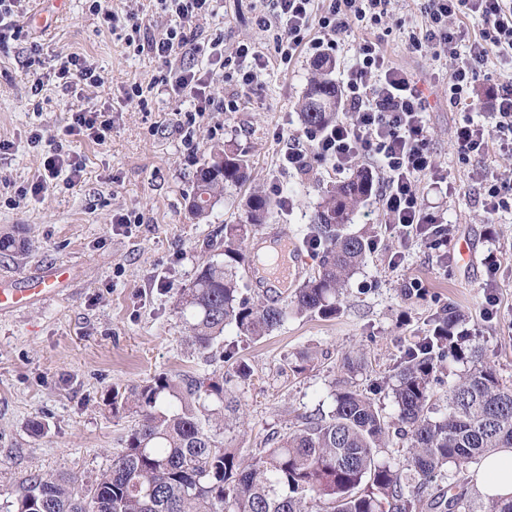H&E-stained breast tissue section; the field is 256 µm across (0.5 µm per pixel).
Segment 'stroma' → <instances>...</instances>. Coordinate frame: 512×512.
Here are the masks:
<instances>
[{
  "label": "stroma",
  "mask_w": 512,
  "mask_h": 512,
  "mask_svg": "<svg viewBox=\"0 0 512 512\" xmlns=\"http://www.w3.org/2000/svg\"><path fill=\"white\" fill-rule=\"evenodd\" d=\"M270 0H217L201 31L224 36V51L239 43L260 50L267 67L249 88L219 77L215 94L235 101L234 110L194 118V107L163 89L147 103L131 99L133 83L157 74L154 59L134 54L86 0H31L19 21L22 36L0 54V179L27 185L41 169V156L27 139L34 129L61 135L74 109L112 113L105 143L84 139L75 150L84 170L74 187L57 189L20 204L0 197V229L19 230L23 251L0 253V289L15 278L56 266L68 282L54 298L14 312H0V489L32 473L74 474L92 482L120 450L131 417L113 414L111 390L129 389L156 375L224 379L238 400L236 423L224 432L243 458L257 455L266 439L293 430L299 416L324 414L334 406L345 356L360 355L354 378L388 419H396L392 396L400 356L430 333L435 315L459 311L475 333L500 379L512 384V212L487 223L476 174L512 171V152L491 141L483 157L460 160L452 143L462 119L448 100V57L410 52L409 31L424 27V0H392L386 20L371 29L338 35L330 55L333 77L342 80L362 40L379 42L389 62L417 81L427 106L430 148L446 182L417 183L427 212L448 226L450 257L401 236L386 224L380 192L359 207L349 232L372 236L365 264L351 277L336 316L289 317L258 340L236 329L202 352L188 343L174 309L180 288L195 278L224 227L242 219L241 202L253 185H279L293 201L277 208L274 222L287 226L309 257L313 274L322 251L309 247L318 186L336 180L331 165L311 161L307 172L284 168L287 143L305 136L297 103L313 62L303 50L280 60L256 24ZM41 44V64L32 66V44ZM78 54L96 68L99 87L64 86L58 55ZM40 93H33L35 81ZM220 143L244 153L250 180L225 190L207 219L186 209L207 148ZM139 215L140 223L116 224L113 216ZM495 256L489 267L487 256ZM312 359L302 372L290 365L302 353ZM252 375H233L237 361ZM42 430H35V423Z\"/></svg>",
  "instance_id": "obj_1"
}]
</instances>
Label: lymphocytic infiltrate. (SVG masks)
<instances>
[{"instance_id":"obj_1","label":"lymphocytic infiltrate","mask_w":512,"mask_h":512,"mask_svg":"<svg viewBox=\"0 0 512 512\" xmlns=\"http://www.w3.org/2000/svg\"><path fill=\"white\" fill-rule=\"evenodd\" d=\"M315 0H271L270 13L260 15L257 23L271 33L283 63H290L302 46L321 50L334 47L338 34L350 27L379 25L388 15L391 0H327L323 10H315ZM167 23L157 34L142 37V23L136 13L126 15L103 11L100 0L89 6L102 14L111 27H126V47L151 55L160 65L156 81L171 91L196 100L198 113L208 112L214 98L211 84L215 76L235 74L241 86L252 85L265 66L263 54L251 44H240L234 54L224 52L223 35L199 40L197 22L214 11V0H157ZM427 23L422 30L410 32L409 50H433L434 54L457 51L458 57L448 72L450 103L465 118L455 131L459 155L468 159L484 155L492 134L505 137L512 150V77L498 81L491 91L495 112L494 128L475 123L469 114L477 107L476 78L491 55L512 57V0H428ZM463 16L479 19L478 36L464 40L458 20ZM320 38L310 39L311 30ZM465 51H458L459 41ZM208 64L207 69L179 65L184 49ZM358 61L342 84L345 117L331 127L309 134L310 149L299 143L287 144L282 164L307 171L310 159L332 165L343 173L358 157L371 160L385 174L383 197L386 223L403 235H412L433 250L447 251L448 237L438 217L427 213L416 182L434 175L435 162L428 148L427 108L416 82L407 72L388 65L379 44L363 41L358 46ZM32 148L41 152L42 172L30 187L18 189V197L39 196L56 185H75L82 170L78 154L64 148L55 138L33 132ZM481 190L487 221L500 211L512 208V174L492 172L483 175Z\"/></svg>"}]
</instances>
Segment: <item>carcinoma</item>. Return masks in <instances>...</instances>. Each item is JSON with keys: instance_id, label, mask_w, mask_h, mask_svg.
<instances>
[{"instance_id": "carcinoma-1", "label": "carcinoma", "mask_w": 512, "mask_h": 512, "mask_svg": "<svg viewBox=\"0 0 512 512\" xmlns=\"http://www.w3.org/2000/svg\"><path fill=\"white\" fill-rule=\"evenodd\" d=\"M327 57L312 65L297 107L305 129L336 122L339 90ZM248 161L220 144L197 171L189 214L208 217L224 189L246 181ZM367 168L323 190L312 223L324 252L319 268L283 304L252 303L240 296L239 267L248 262L245 225L269 222L274 200L255 190L244 202L243 224L224 225L217 253L174 301L188 340L205 352L233 327L260 339L288 314L329 318L336 298L370 251V238L347 232L358 206L373 191ZM463 315L439 314L431 333L405 352L392 388L398 422L410 435L405 470L380 462L389 424L375 400L349 380L339 384L327 414L299 417L296 429L271 438L244 462L220 438L237 413L235 397L212 378L160 374L127 392L112 391V412L133 415L121 450L91 483L76 477L29 474L0 491V512H459L467 507L457 475L498 448H512V386L500 381L474 336L459 329ZM464 366L438 403L433 392L438 362ZM436 480L447 484L425 496Z\"/></svg>"}]
</instances>
